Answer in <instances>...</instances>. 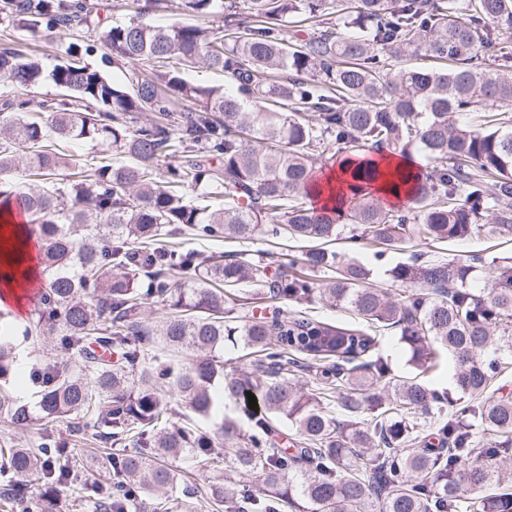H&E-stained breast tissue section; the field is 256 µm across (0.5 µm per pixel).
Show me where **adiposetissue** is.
<instances>
[{"label": "adipose tissue", "instance_id": "adipose-tissue-1", "mask_svg": "<svg viewBox=\"0 0 512 512\" xmlns=\"http://www.w3.org/2000/svg\"><path fill=\"white\" fill-rule=\"evenodd\" d=\"M377 165L383 176L372 183V191L388 196L396 204L407 201L410 197L407 188L392 192L391 182L396 172L419 171L423 166L422 158L417 155L410 159L385 155L378 159ZM39 246V241L28 234L25 222L16 220L13 211L0 212V302L25 310V292L39 280L35 257Z\"/></svg>", "mask_w": 512, "mask_h": 512}]
</instances>
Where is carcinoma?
I'll use <instances>...</instances> for the list:
<instances>
[{"mask_svg": "<svg viewBox=\"0 0 512 512\" xmlns=\"http://www.w3.org/2000/svg\"><path fill=\"white\" fill-rule=\"evenodd\" d=\"M175 9L220 14L223 26L109 24L91 0H0V13L31 31L95 26L121 73L89 67L90 47L75 43L48 73L35 50H0V77L29 86L47 76L62 91L49 121L46 107L21 97L0 102V175L21 182L70 170L64 188L1 191L0 207H22L41 229L47 285L23 336H55L77 354L69 368L34 372L44 392L33 413L5 387L16 327L0 321V423L46 424L35 448L0 447L8 502L50 512L28 483L87 488L82 468L47 463L70 445L48 424L74 413L106 445L112 476L93 488L106 512L134 502L150 512H369L379 499L383 512H462L474 492L512 482L498 463L512 456V391L451 415L448 394L421 380L390 394V369L370 359L377 337L368 332L397 330L422 376L451 356L457 390L483 397L512 356V259L415 254L389 269L407 288L393 297L364 265L327 248L341 237L386 251L512 234V76L497 69L512 0H175ZM338 13L343 32L332 23ZM290 28L310 33L292 39ZM197 64L235 88L188 82ZM183 100L195 107L179 108ZM142 112L155 117L132 126ZM77 139L99 147L92 162L79 166L65 151ZM378 151L427 158L410 207L359 192L340 213L308 204L317 158ZM113 152L131 161L117 163ZM176 231L310 246L278 263L272 254L169 249L163 239ZM246 282L276 304L272 317L227 305ZM315 293L356 321L288 313V303ZM153 298L174 311L150 325L143 305ZM230 345L257 358L244 368L228 362ZM310 364L315 386L306 392L297 379ZM248 391L263 412L249 409ZM164 392L184 408L175 422ZM238 401L247 426L225 415L211 432L198 427ZM284 423L299 437L295 448L279 446ZM475 429L506 439L477 448ZM224 457L250 483L213 484L170 505L179 478ZM482 512H512V493L486 499Z\"/></svg>", "mask_w": 512, "mask_h": 512, "instance_id": "1", "label": "carcinoma"}]
</instances>
